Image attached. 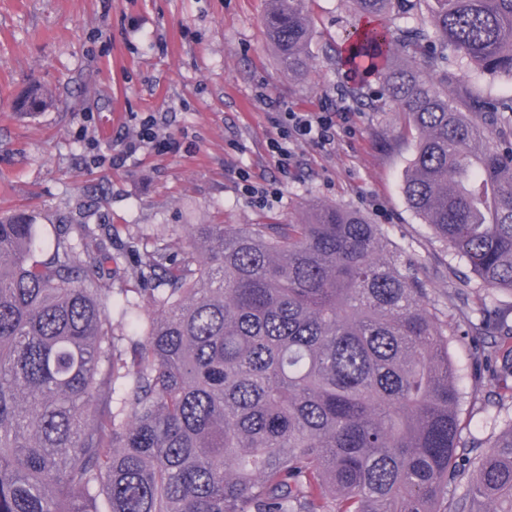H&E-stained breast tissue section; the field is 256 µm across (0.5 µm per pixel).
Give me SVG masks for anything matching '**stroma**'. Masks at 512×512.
I'll return each mask as SVG.
<instances>
[{"instance_id": "1", "label": "stroma", "mask_w": 512, "mask_h": 512, "mask_svg": "<svg viewBox=\"0 0 512 512\" xmlns=\"http://www.w3.org/2000/svg\"><path fill=\"white\" fill-rule=\"evenodd\" d=\"M268 0H0V218L36 227L46 258L61 229L110 239L102 276L134 287L129 238L188 248L196 224H294L312 204L359 212L421 268L428 307L463 325L469 268L403 194L416 139L378 76L337 66L362 22L347 0H306L307 75L283 71L264 32ZM56 104L25 115L32 83ZM285 110L336 115V139L300 141L288 167L269 144ZM155 115L169 147L127 146ZM276 197L248 198L240 172ZM456 296H449V289Z\"/></svg>"}]
</instances>
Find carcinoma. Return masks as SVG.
<instances>
[{"instance_id": "obj_1", "label": "carcinoma", "mask_w": 512, "mask_h": 512, "mask_svg": "<svg viewBox=\"0 0 512 512\" xmlns=\"http://www.w3.org/2000/svg\"><path fill=\"white\" fill-rule=\"evenodd\" d=\"M270 2L279 65L309 72L303 0ZM349 2L388 18L336 62L382 72L417 132L407 203L480 287L512 295V96L462 92L444 54L512 75V0ZM52 105L40 84L14 101ZM34 233L0 218V512H512V418L462 441L455 330L380 225L331 205L194 224L179 256L143 245L136 283L157 285L120 300L103 250L60 235L37 260ZM471 312L486 370L471 398L502 408L512 325L492 300ZM461 458L472 475L450 501Z\"/></svg>"}]
</instances>
